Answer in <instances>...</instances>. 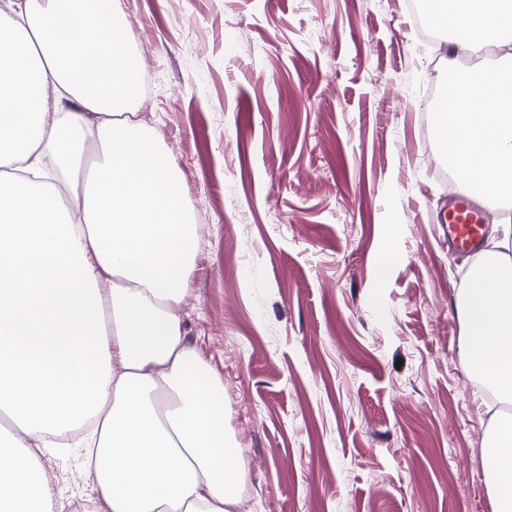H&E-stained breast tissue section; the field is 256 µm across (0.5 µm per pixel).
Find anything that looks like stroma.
Masks as SVG:
<instances>
[{
  "instance_id": "1",
  "label": "stroma",
  "mask_w": 512,
  "mask_h": 512,
  "mask_svg": "<svg viewBox=\"0 0 512 512\" xmlns=\"http://www.w3.org/2000/svg\"><path fill=\"white\" fill-rule=\"evenodd\" d=\"M198 230L182 309L249 512H494L505 398L467 371L433 88L408 0H119ZM394 262L382 268L384 252ZM57 512L86 451L42 450Z\"/></svg>"
}]
</instances>
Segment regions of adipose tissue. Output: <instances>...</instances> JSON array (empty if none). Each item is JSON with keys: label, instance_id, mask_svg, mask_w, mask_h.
I'll list each match as a JSON object with an SVG mask.
<instances>
[{"label": "adipose tissue", "instance_id": "1", "mask_svg": "<svg viewBox=\"0 0 512 512\" xmlns=\"http://www.w3.org/2000/svg\"><path fill=\"white\" fill-rule=\"evenodd\" d=\"M138 91L117 0L91 15L0 0V512H55L37 453L67 432L94 451L102 512L238 503L224 384L181 312L196 227ZM57 171L79 205L43 187ZM459 313L469 373L512 398V262L483 254ZM483 462L494 512H512V418Z\"/></svg>", "mask_w": 512, "mask_h": 512}]
</instances>
